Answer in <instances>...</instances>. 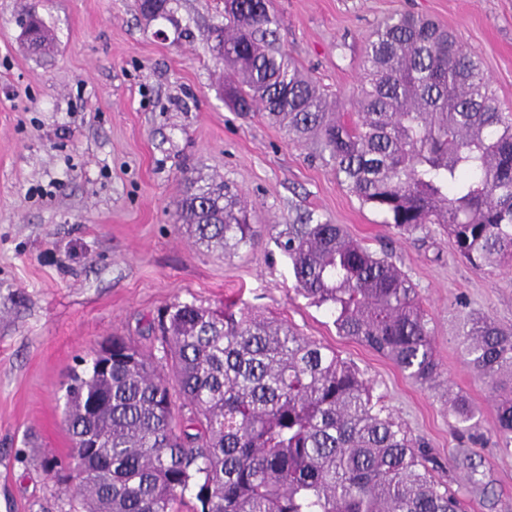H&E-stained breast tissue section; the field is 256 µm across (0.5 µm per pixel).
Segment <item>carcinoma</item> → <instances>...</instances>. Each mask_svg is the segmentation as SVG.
Instances as JSON below:
<instances>
[{"instance_id":"obj_1","label":"carcinoma","mask_w":512,"mask_h":512,"mask_svg":"<svg viewBox=\"0 0 512 512\" xmlns=\"http://www.w3.org/2000/svg\"><path fill=\"white\" fill-rule=\"evenodd\" d=\"M171 0H139L155 20ZM28 49L50 36L36 12ZM273 0H224L209 34L224 64V97L262 110L316 156L362 206L404 239L442 227L476 270L512 262V113L503 112L479 57L412 15L367 38L343 120L281 48ZM176 220L208 250L254 245L247 203L224 182L186 177ZM296 289L352 337L424 387L440 377L431 319L392 261L309 212L274 236ZM151 346L112 337V371L98 350L65 387L70 462L61 481L82 512H458L420 443L385 414L359 370L284 321L224 305L175 301L150 320ZM464 361L496 402V437L512 447V329L472 316ZM463 422L469 398L448 394Z\"/></svg>"}]
</instances>
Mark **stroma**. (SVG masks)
I'll list each match as a JSON object with an SVG mask.
<instances>
[{"label":"stroma","mask_w":512,"mask_h":512,"mask_svg":"<svg viewBox=\"0 0 512 512\" xmlns=\"http://www.w3.org/2000/svg\"><path fill=\"white\" fill-rule=\"evenodd\" d=\"M273 4L280 44L345 102L346 119L368 34L404 12L453 32L512 110V0ZM170 7L149 22L138 0H0V512H76L49 468L69 459L68 375L89 348L138 335L175 301L287 320L358 368L387 413L425 443L462 512H512V449L496 445L494 400L458 339L473 312L512 327V268H471L438 228L400 238L310 159V147L234 112L207 40L223 20L217 0ZM31 9L54 36L48 54H30L21 38ZM188 174L247 197L262 226L251 251L208 253L176 224ZM309 212L391 252L416 284L441 364L435 386L340 335L325 308L296 292L270 228ZM452 392L469 398L474 424L449 411Z\"/></svg>","instance_id":"35a3bbf8"}]
</instances>
